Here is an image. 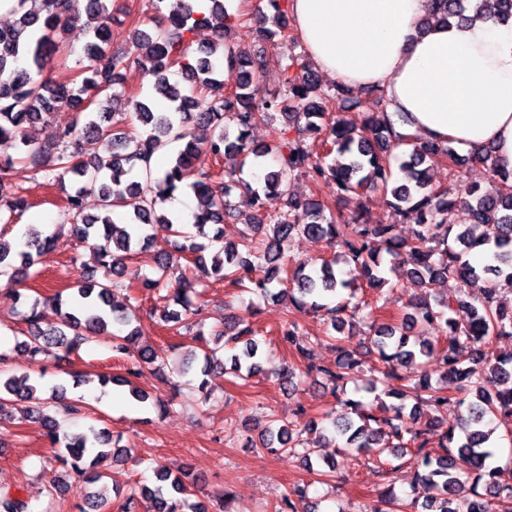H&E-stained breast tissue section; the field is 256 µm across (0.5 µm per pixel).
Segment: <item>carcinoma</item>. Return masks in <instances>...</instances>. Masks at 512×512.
<instances>
[{
	"mask_svg": "<svg viewBox=\"0 0 512 512\" xmlns=\"http://www.w3.org/2000/svg\"><path fill=\"white\" fill-rule=\"evenodd\" d=\"M26 2L10 0L15 24L0 29V140L17 141L24 152L19 162L0 159V208L20 214L29 206L27 197L18 193L24 181L39 176L59 182L71 173L84 182L66 197L72 236L83 242L100 241L99 268L82 271L65 297L57 294L34 300L24 315L27 330L17 346L28 352L30 360L39 363L45 358L58 366L69 362L83 344L103 340L126 361V368L125 375L102 381L129 385L135 400L147 402L150 394L133 386L131 379L143 374L145 366L154 362V354L145 346H133L140 331L131 327L133 297L128 294L133 288L144 289L154 293L158 302L149 314L160 313L165 330L182 338L178 346L201 351L203 379L197 392L205 405L211 396L207 376L212 370L220 368L247 383L263 372L264 358L253 330L239 327L231 317L214 324L208 337L202 331L188 338L182 334L181 313L170 306L190 311L191 296L199 294L201 281L190 279L181 261L193 264L203 278L227 282L259 300L287 301L299 311L322 314L333 331L329 339L340 344L349 302L330 305L327 300L342 290L354 292L362 283L371 288L390 284L384 268V258L389 256L424 293L408 303L412 313L396 323L385 316L382 305L368 313L378 355V366L371 372L383 376L384 394L397 403L376 415L359 401L341 400L340 410L328 414L333 432L346 451L370 459L385 453L398 457L405 448H416L423 467L416 480L432 492L422 503L428 512H496L499 500L512 502V470L492 465L489 449L492 422L512 431V353L494 348L497 340L512 338V299L503 294L505 288L512 293V171L490 165L488 186H465L462 161L454 149L416 141L401 152L404 177L397 179L391 164L393 151L408 141L388 118L385 97L378 99L379 111L365 112L344 86H336L331 95L325 93L314 67L302 55L288 57L283 94L256 99L254 84L264 59L225 40L228 12L222 0H210L208 15L196 14L195 0H158L169 5L167 13L159 14L155 30L135 31L131 43L137 60L149 63L152 89L169 102L168 110L153 111L149 98L134 101L136 120L149 128L144 139L121 128L122 118L112 119L109 130L103 127L105 109L95 117L85 111L119 80L131 56L110 53L106 0H40L36 13L25 9ZM465 3L430 0V8L434 19L455 18L461 24L468 20ZM269 4L275 10L276 29L260 27L259 35L295 44L296 37L279 21V0ZM488 6L495 18H512V0H478L474 9L482 13ZM203 25L215 30L216 39L195 48L194 31ZM77 27L86 29L89 36L88 64L83 66L79 86L37 79L60 51L65 35ZM175 66L181 81L170 77ZM334 101L339 107L333 115L329 104ZM61 107L76 111L75 122L51 140L38 139L39 124ZM260 108L285 115L296 135L253 145L249 134L261 116ZM172 142L179 143V148L168 168L157 175L151 158ZM203 146L224 160L220 176L192 173L191 159ZM437 152L449 159L448 179L455 183L454 190H435L430 184L423 165L428 155ZM268 156L275 159L277 168L265 171L254 188L241 178L243 169H262ZM298 175L306 176L316 190L333 185L339 197L379 191L395 213L414 216L417 229L409 237H400L391 224L363 223L360 216L336 214L313 198L301 203L290 197L288 210L273 216L261 212L262 195L268 191L287 195L289 180ZM239 187L251 193L255 213L230 240L224 225L234 220L230 196ZM87 189L98 192L105 215L84 214L82 194ZM183 189L191 190L200 203L189 229L175 224L161 208L168 200L165 192ZM115 207L126 210L122 226L111 217ZM300 208L304 222L295 218ZM456 209L463 214L462 222L447 223L448 212ZM153 224L165 225L174 237L172 253L155 260L156 269L150 273L140 266L128 269V260L145 250L146 228ZM479 227L483 231L477 234ZM299 234L341 251L310 267L289 255L290 244ZM451 234L453 247L448 245ZM50 242L34 225L25 233L23 249L12 252L0 242V283L22 282L41 263ZM480 246L491 254V263L471 262V252ZM339 263L348 270L338 272ZM449 278L466 286L479 282L483 286L475 297L463 294L428 300L433 288ZM408 320L413 328L435 323L444 337L419 340L407 330ZM279 335L302 373L322 379L335 392L362 366L354 352L342 346L335 366L317 363L321 342L305 336L293 321H285ZM431 357L439 360L435 371L440 383L432 384L427 374L414 382L399 373V368ZM481 363L488 367L491 391L473 381L471 365ZM2 393L28 404L29 417L42 423L53 445L63 447L55 460L74 478L94 484L103 475L93 474L92 468L108 456L118 461L127 454L120 440L112 439L104 428L92 427L79 437L61 441L48 407L78 410L77 401L66 398L62 385L52 387L43 399V387L30 374H12L0 379ZM453 397L467 404V414L450 419L448 402ZM423 411L432 421L421 429L417 422ZM259 445L270 452L298 455L307 467L315 453L305 446L299 431L274 417L261 431ZM155 473V484L139 492L140 499L150 504V512H210L209 504L190 501L196 479L186 473L174 476L163 467ZM308 490L307 484L292 487L275 512H299V502L307 498ZM0 507L4 512H33L26 499L10 491L0 490Z\"/></svg>",
	"mask_w": 512,
	"mask_h": 512,
	"instance_id": "obj_1",
	"label": "carcinoma"
}]
</instances>
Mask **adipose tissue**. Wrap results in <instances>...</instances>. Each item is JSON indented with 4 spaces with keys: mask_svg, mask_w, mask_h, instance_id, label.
I'll return each mask as SVG.
<instances>
[{
    "mask_svg": "<svg viewBox=\"0 0 512 512\" xmlns=\"http://www.w3.org/2000/svg\"><path fill=\"white\" fill-rule=\"evenodd\" d=\"M428 0H290L297 33L326 76L383 88L403 134L480 153L512 171V21L427 22Z\"/></svg>",
    "mask_w": 512,
    "mask_h": 512,
    "instance_id": "1",
    "label": "adipose tissue"
}]
</instances>
